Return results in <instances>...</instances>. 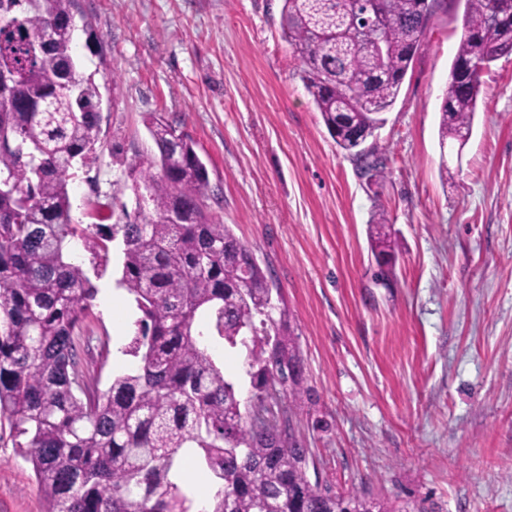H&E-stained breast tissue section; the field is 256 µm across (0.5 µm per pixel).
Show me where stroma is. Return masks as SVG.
<instances>
[{
  "label": "stroma",
  "instance_id": "stroma-1",
  "mask_svg": "<svg viewBox=\"0 0 512 512\" xmlns=\"http://www.w3.org/2000/svg\"><path fill=\"white\" fill-rule=\"evenodd\" d=\"M283 0H79L76 52L103 105L98 162L75 169L72 216L119 193L127 159L152 157L147 125L197 143L208 211L269 268L291 312L303 394L284 398L320 482L434 512H512V56L482 77L463 149L438 145L439 104L463 6L431 17L374 147L384 177L336 146L282 37ZM385 212L393 268L369 231ZM115 274L83 323L99 389L129 364L137 318ZM0 512H44L31 466L0 425Z\"/></svg>",
  "mask_w": 512,
  "mask_h": 512
}]
</instances>
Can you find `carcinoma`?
<instances>
[{
    "label": "carcinoma",
    "mask_w": 512,
    "mask_h": 512,
    "mask_svg": "<svg viewBox=\"0 0 512 512\" xmlns=\"http://www.w3.org/2000/svg\"><path fill=\"white\" fill-rule=\"evenodd\" d=\"M370 0H283L282 36L298 75L336 145L366 173L384 163L364 147L385 122L444 0H379L389 51L366 55L340 34L361 25ZM76 0H0V418L31 463L45 512H194L173 480L194 449L220 490L204 512L393 511L364 490L311 483L309 450L281 427L245 413L277 396L301 394L300 359L284 300L226 224L207 211L214 194L194 141L162 117L147 126L157 153L126 163L135 198L93 191L87 225L72 218L71 165L97 160L100 86L75 58L66 23ZM56 28L52 48L39 40ZM512 54V0H464V26L439 107V147L463 149L482 85ZM160 172H152L153 168ZM123 244L117 280L139 311L121 353L137 367L96 387L80 351V325L98 293L92 278ZM78 240L93 274L70 260ZM246 352L250 395L242 399L207 345Z\"/></svg>",
    "instance_id": "cac0c4a2"
}]
</instances>
